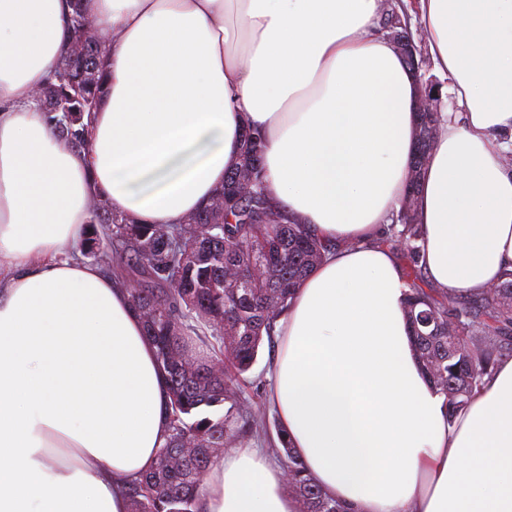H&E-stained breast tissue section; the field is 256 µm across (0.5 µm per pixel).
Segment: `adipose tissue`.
Instances as JSON below:
<instances>
[{
    "label": "adipose tissue",
    "instance_id": "adipose-tissue-1",
    "mask_svg": "<svg viewBox=\"0 0 512 512\" xmlns=\"http://www.w3.org/2000/svg\"><path fill=\"white\" fill-rule=\"evenodd\" d=\"M108 36L90 146L35 93L72 32L69 0H0V512H127L119 478L166 439L167 383L124 288L75 260L90 202L142 224L210 201L244 129L273 203L342 247L279 323L288 441L350 512H512V359L448 424L417 362L396 252L377 245L415 148V78L380 0H81ZM460 115L418 193L426 271L466 295L512 270V0H419ZM204 512H299L281 468L233 448Z\"/></svg>",
    "mask_w": 512,
    "mask_h": 512
}]
</instances>
